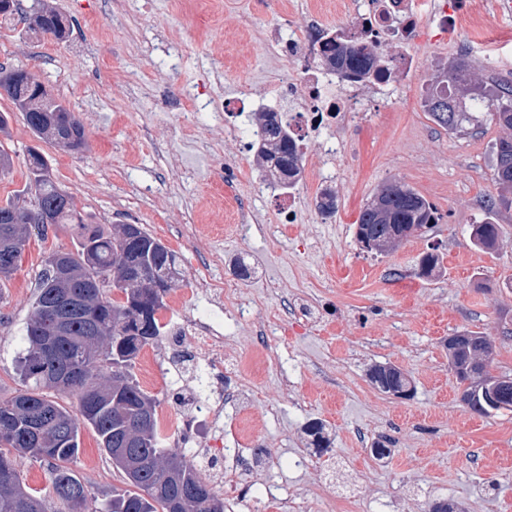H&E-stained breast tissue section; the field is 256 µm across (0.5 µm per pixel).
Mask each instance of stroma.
I'll return each instance as SVG.
<instances>
[{
	"label": "stroma",
	"instance_id": "35a3bbf8",
	"mask_svg": "<svg viewBox=\"0 0 512 512\" xmlns=\"http://www.w3.org/2000/svg\"><path fill=\"white\" fill-rule=\"evenodd\" d=\"M50 2L70 24L66 39L32 35L17 18L1 22L0 64L33 70L80 119L86 147L39 142L0 98V111L13 115L0 144L13 157L0 199L24 188L27 150L39 147L88 223L142 225L179 254L181 274L159 312L164 322L207 310L204 281H237L235 260L253 268L234 290L252 311L225 328L221 351L224 445L240 454L188 453L185 462L214 475L243 464L246 485L260 488L288 477L265 468L262 452L288 463L313 448L320 469L297 474L306 512H328L323 495L350 488L390 512H427L438 501L462 503L466 512H512V411L472 413L446 349L449 336L480 333L494 345L492 372L512 377V208L495 216V250L471 242L473 224L498 194L491 148L504 131L486 121L451 133L421 107L438 66L467 59L484 84L512 75V10L493 8V0H449L455 27L443 29L426 13L409 39L392 31L376 39L380 56L411 57V70L364 86L368 107L341 129L335 159L307 147L296 220L282 224L279 201L262 191L256 154L243 151L210 102L244 93L259 109L278 106V75L320 60L311 51L288 61L276 38L302 30L314 10L326 29L350 31L352 11L338 0ZM395 180L433 204L441 220L389 253L362 249L359 211ZM328 187L337 200L330 219L315 205ZM74 245L66 226L30 235L0 286L2 397L23 387L17 361L43 259ZM430 253L441 264L419 276ZM379 363L406 372L412 395L375 389L367 372ZM195 364L186 336L175 344L160 338L136 360L134 374L155 397L167 437L192 413L180 395ZM314 422L323 424L327 447L308 435ZM380 442L388 449L382 458L374 453ZM73 469L89 490L86 512H101L122 477L90 428L81 430Z\"/></svg>",
	"mask_w": 512,
	"mask_h": 512
}]
</instances>
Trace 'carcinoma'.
<instances>
[{
    "instance_id": "obj_1",
    "label": "carcinoma",
    "mask_w": 512,
    "mask_h": 512,
    "mask_svg": "<svg viewBox=\"0 0 512 512\" xmlns=\"http://www.w3.org/2000/svg\"><path fill=\"white\" fill-rule=\"evenodd\" d=\"M26 23L36 34L52 33L59 38L65 31L63 18L46 8L42 0H34L28 7ZM321 62L352 80L374 72L391 73L368 43L345 41L334 31L325 34ZM1 87L34 136L54 141L56 115L68 112L66 105L52 95H37L18 68L0 65ZM468 99L487 102L490 120L512 131V89L488 94L473 81L464 61L430 85L424 107L437 125L457 131L466 124L482 122L480 113L468 111ZM257 125L265 133L257 151L264 176L287 187L295 186L304 169L303 152L282 127L277 113H259ZM493 154L497 202L508 207L512 205V134L495 143ZM27 171L24 189L0 200V253L6 251L12 258L10 266H0V281L8 280L17 269L30 229L47 234L45 225L30 222L31 209L19 206L21 197L28 195L35 205L51 210L54 224L71 225L76 242L74 250L53 251L45 260L26 326L28 348L20 360L24 390L0 398V512H84L88 492L72 468L79 455L83 425L94 431L99 447L125 484L123 489L112 490L104 512H224V500L202 475L179 453L164 447L155 399L132 373L140 352L161 336L158 312L163 299L141 308L127 288L120 289L119 299L110 296L113 279L125 270L144 271L150 282L168 292L176 282L168 278L169 273H180L178 255L165 246L150 251L155 238L141 227L138 233L143 245L139 246L128 241L124 224H114L106 232L85 223L75 203L60 196L61 187L52 176L49 161L36 147L28 150ZM436 223V209L424 197L405 185L391 184L362 206L356 241L364 236L376 242L379 251L387 252L397 245L398 235L407 239L416 235V229ZM498 237L499 225L490 215L473 225L471 240L479 248L494 249ZM59 260L67 266L63 278L54 274ZM66 292L79 299L84 312L70 317L65 337L57 340L56 351L48 357L42 354V339L50 332L46 307ZM467 335L470 340L464 348L448 349L450 363L460 368L456 377L463 385L462 402L483 417L503 409L511 411L512 399L492 406L475 396L482 378L480 361L491 359L493 343L477 332ZM368 379L385 394L402 397L412 391L408 375L395 366L374 364ZM67 394L77 395L81 419L57 400V396ZM22 400L51 413L50 422L40 433H30L28 418L20 408ZM127 449L137 454L138 467L133 471L124 456ZM24 456L49 466V497L23 480L17 458Z\"/></svg>"
}]
</instances>
